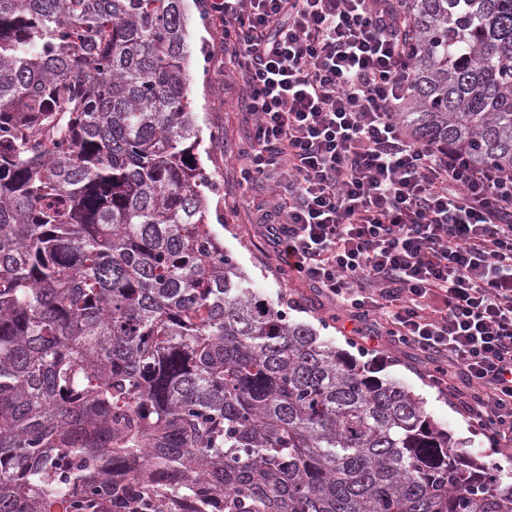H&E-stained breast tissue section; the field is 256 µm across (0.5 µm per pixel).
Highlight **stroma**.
Instances as JSON below:
<instances>
[{
	"mask_svg": "<svg viewBox=\"0 0 512 512\" xmlns=\"http://www.w3.org/2000/svg\"><path fill=\"white\" fill-rule=\"evenodd\" d=\"M186 7L192 49L190 97L202 137L198 155L213 177L209 222L225 253L249 273L264 298L287 305L290 319L312 325L321 340L344 350L379 378L399 381L418 395L426 415L448 434L453 446L495 467L504 485H511L512 459L497 453L480 432L471 430L459 407L432 386L428 374L433 362L427 355L391 344L383 336L362 340L352 323L335 320L337 305L310 282L288 275L262 233L263 189L246 192L240 185L236 156L251 126L238 110L237 80L224 70V53L211 37L215 23L207 18L203 0H186Z\"/></svg>",
	"mask_w": 512,
	"mask_h": 512,
	"instance_id": "1",
	"label": "stroma"
}]
</instances>
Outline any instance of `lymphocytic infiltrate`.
<instances>
[{"label": "lymphocytic infiltrate", "instance_id": "1", "mask_svg": "<svg viewBox=\"0 0 512 512\" xmlns=\"http://www.w3.org/2000/svg\"><path fill=\"white\" fill-rule=\"evenodd\" d=\"M253 118L243 185L283 264L348 320L434 356L439 388L512 444V171L410 135L416 52L380 0H207Z\"/></svg>", "mask_w": 512, "mask_h": 512}]
</instances>
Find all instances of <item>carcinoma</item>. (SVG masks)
Here are the masks:
<instances>
[{"instance_id": "cac0c4a2", "label": "carcinoma", "mask_w": 512, "mask_h": 512, "mask_svg": "<svg viewBox=\"0 0 512 512\" xmlns=\"http://www.w3.org/2000/svg\"><path fill=\"white\" fill-rule=\"evenodd\" d=\"M402 118L512 169V0H405ZM185 0H0V512H512L207 224Z\"/></svg>"}]
</instances>
